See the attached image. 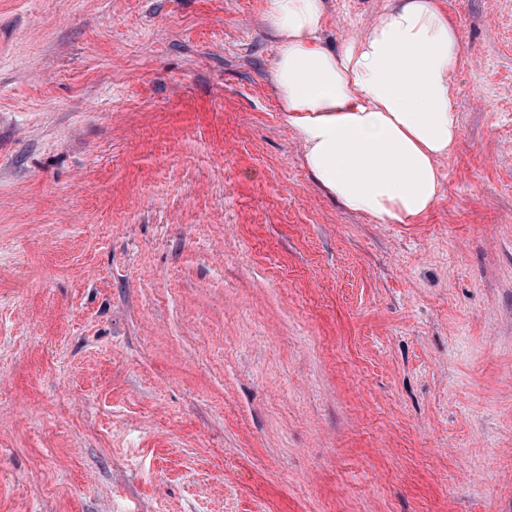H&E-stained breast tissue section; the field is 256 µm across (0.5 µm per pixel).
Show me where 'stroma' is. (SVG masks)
Masks as SVG:
<instances>
[{"instance_id": "obj_1", "label": "stroma", "mask_w": 512, "mask_h": 512, "mask_svg": "<svg viewBox=\"0 0 512 512\" xmlns=\"http://www.w3.org/2000/svg\"><path fill=\"white\" fill-rule=\"evenodd\" d=\"M443 3L460 143L379 224L262 0H0V512H512V0Z\"/></svg>"}]
</instances>
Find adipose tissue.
Masks as SVG:
<instances>
[{
    "mask_svg": "<svg viewBox=\"0 0 512 512\" xmlns=\"http://www.w3.org/2000/svg\"><path fill=\"white\" fill-rule=\"evenodd\" d=\"M277 99L317 186L381 224L425 217L458 146L457 28L440 0H385L339 47L323 0H263Z\"/></svg>",
    "mask_w": 512,
    "mask_h": 512,
    "instance_id": "ef3b65f1",
    "label": "adipose tissue"
}]
</instances>
